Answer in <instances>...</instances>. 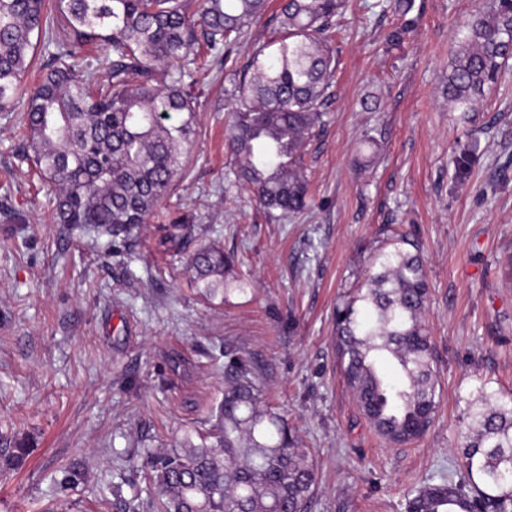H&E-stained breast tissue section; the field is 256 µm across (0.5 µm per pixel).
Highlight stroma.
<instances>
[{"mask_svg":"<svg viewBox=\"0 0 512 512\" xmlns=\"http://www.w3.org/2000/svg\"><path fill=\"white\" fill-rule=\"evenodd\" d=\"M481 0H348L326 126L308 142L313 208L269 219L228 189L224 67L182 85L196 99L193 148L163 206L235 258L247 293L201 297L186 263L155 250L150 221L129 248L52 223V193L0 112V512H155L146 451L198 443L224 391V353L251 355L267 401L313 455L306 512H406L423 483L464 479L459 432L481 385L512 395V66L473 112L442 86L456 32ZM279 21L246 29L248 65ZM405 27L397 41L390 33ZM476 141L466 177L460 143ZM423 247L439 405L427 433L393 446L372 429L336 362L333 309L392 230ZM76 475L71 486L66 476Z\"/></svg>","mask_w":512,"mask_h":512,"instance_id":"obj_1","label":"stroma"}]
</instances>
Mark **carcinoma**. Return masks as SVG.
<instances>
[{
	"label": "carcinoma",
	"instance_id": "carcinoma-1",
	"mask_svg": "<svg viewBox=\"0 0 512 512\" xmlns=\"http://www.w3.org/2000/svg\"><path fill=\"white\" fill-rule=\"evenodd\" d=\"M267 0H60L65 41L46 0H0V112L26 100L19 124L40 178L55 188L53 220L112 238L121 248L170 194L192 147L194 101L181 86L201 28L209 49L230 47ZM345 0H283L278 35L239 71L224 68L225 129L234 182L270 216L311 203L302 163L325 126L336 75L332 42ZM57 51H49L51 45ZM47 73L24 80L35 49ZM512 59V0H485L457 33L444 93L472 112ZM181 119L170 122L169 113ZM191 225L175 219L158 246L180 253ZM203 296L247 292L228 279L214 243L188 258ZM353 297L336 305V352L347 387L387 443L420 438L437 410L435 360L423 314L429 286L420 249L398 236L382 248ZM216 446L149 453L158 512H305L315 484L310 453L287 420L262 404L250 359L224 368ZM468 482L425 483L407 512H512V398L480 387L462 432Z\"/></svg>",
	"mask_w": 512,
	"mask_h": 512
}]
</instances>
